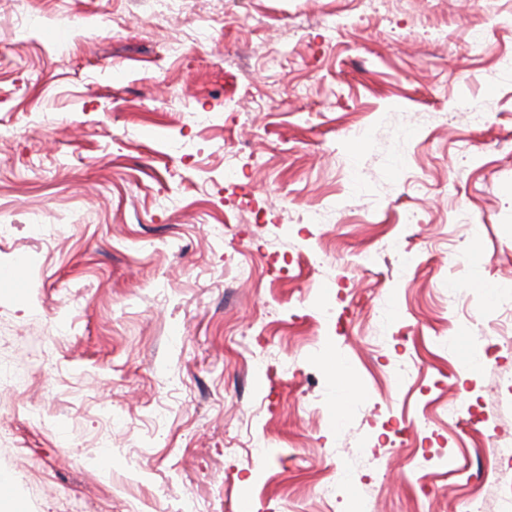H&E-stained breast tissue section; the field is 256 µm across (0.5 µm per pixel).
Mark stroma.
Returning a JSON list of instances; mask_svg holds the SVG:
<instances>
[{"mask_svg":"<svg viewBox=\"0 0 512 512\" xmlns=\"http://www.w3.org/2000/svg\"><path fill=\"white\" fill-rule=\"evenodd\" d=\"M0 224L24 512H498L512 0H0Z\"/></svg>","mask_w":512,"mask_h":512,"instance_id":"35a3bbf8","label":"stroma"}]
</instances>
